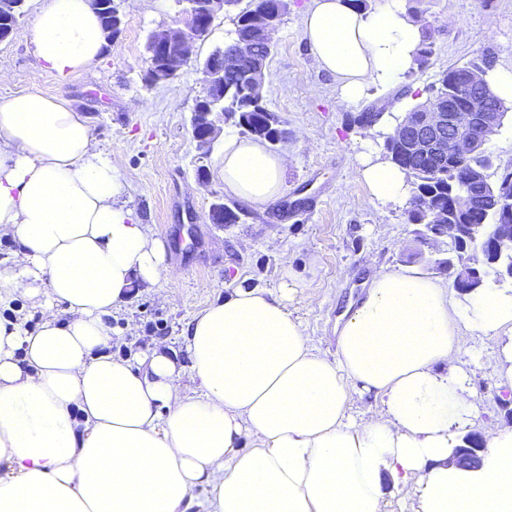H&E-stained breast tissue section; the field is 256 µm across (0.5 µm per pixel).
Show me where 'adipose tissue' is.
Returning <instances> with one entry per match:
<instances>
[{"label": "adipose tissue", "mask_w": 512, "mask_h": 512, "mask_svg": "<svg viewBox=\"0 0 512 512\" xmlns=\"http://www.w3.org/2000/svg\"><path fill=\"white\" fill-rule=\"evenodd\" d=\"M303 36L356 103L412 67L422 28L404 0H313ZM22 37L62 78L102 48L92 0H49ZM287 167L264 142L224 139L219 175L244 202L278 197ZM356 174L376 200L411 193L372 151ZM123 193L67 101L0 100V235L15 244L0 300L43 315L31 333L0 324V512H384L389 487L415 496L416 512H512V429L481 430L478 467L450 462L479 417L453 363L465 337L497 344L512 388V290L460 300L416 269L375 270L331 359L288 310L296 282L240 286L188 322L189 367L161 343L131 362L113 357L108 319L168 267ZM187 373L199 394L185 392ZM352 381L379 402L363 421Z\"/></svg>", "instance_id": "1"}]
</instances>
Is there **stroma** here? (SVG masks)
<instances>
[{"label":"stroma","mask_w":512,"mask_h":512,"mask_svg":"<svg viewBox=\"0 0 512 512\" xmlns=\"http://www.w3.org/2000/svg\"><path fill=\"white\" fill-rule=\"evenodd\" d=\"M312 0H288L273 34L263 96L288 131L281 144L290 164L272 203H241L236 224L212 223V203L232 202L218 175L224 142L198 148L192 110L205 91L201 65L234 37L233 14L218 15L198 41L194 59L176 79L146 81V43L159 29L182 23L181 0H121L124 25L85 70L61 78L41 71L20 36L0 42V99L36 91L69 100L89 119L99 149L118 167L124 199L166 248L167 275L137 285L109 320L112 354L135 359L161 342L183 352L189 320L239 284L278 288L283 275L302 287L288 309L310 336L335 354L340 316L358 301L373 267H415L446 279L438 259L453 255L449 238L420 242L404 199L377 201L355 173L364 130L353 119L368 107L403 113L431 95L440 71L492 52L512 69V0H405L408 13L431 35L423 67L394 84L372 87L358 103L342 102L335 80L319 69L302 34ZM498 353L478 336L455 354L487 427L512 428L494 371Z\"/></svg>","instance_id":"1"}]
</instances>
